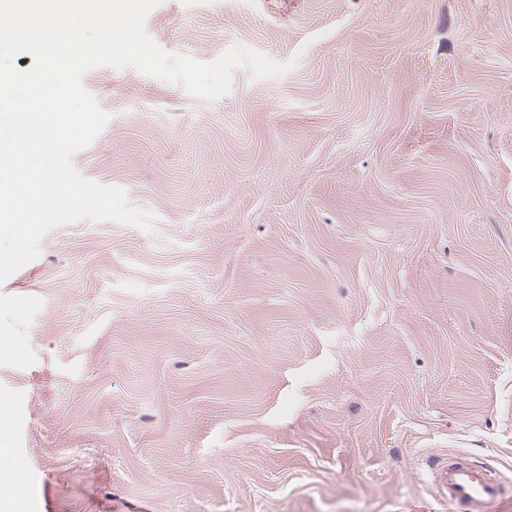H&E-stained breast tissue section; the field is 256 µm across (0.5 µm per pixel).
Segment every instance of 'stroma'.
<instances>
[{
	"instance_id": "obj_1",
	"label": "stroma",
	"mask_w": 512,
	"mask_h": 512,
	"mask_svg": "<svg viewBox=\"0 0 512 512\" xmlns=\"http://www.w3.org/2000/svg\"><path fill=\"white\" fill-rule=\"evenodd\" d=\"M292 68L204 102L132 68L73 158L154 213L0 282L6 446L49 512H454L512 486V0H158ZM442 490L458 512H501L499 504L512 502V493L506 494L498 483L478 476L470 466L452 458L448 459Z\"/></svg>"
}]
</instances>
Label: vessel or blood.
<instances>
[{"label":"vessel or blood","mask_w":512,"mask_h":512,"mask_svg":"<svg viewBox=\"0 0 512 512\" xmlns=\"http://www.w3.org/2000/svg\"><path fill=\"white\" fill-rule=\"evenodd\" d=\"M442 490L458 512H501L503 501L512 502V493H505L498 483L475 474L470 466L455 459L448 462Z\"/></svg>","instance_id":"vessel-or-blood-1"}]
</instances>
